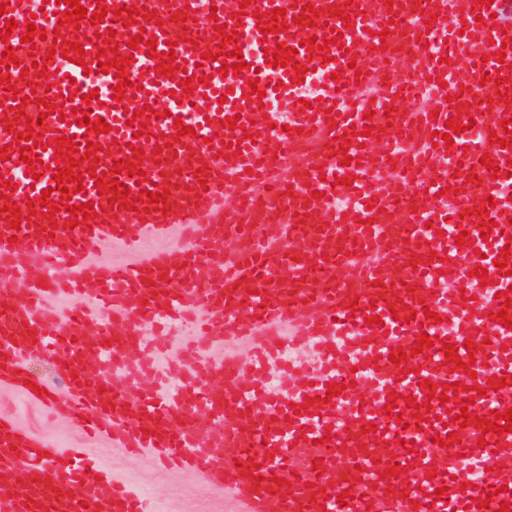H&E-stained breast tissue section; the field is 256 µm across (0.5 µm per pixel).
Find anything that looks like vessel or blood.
<instances>
[{
	"instance_id": "1",
	"label": "vessel or blood",
	"mask_w": 512,
	"mask_h": 512,
	"mask_svg": "<svg viewBox=\"0 0 512 512\" xmlns=\"http://www.w3.org/2000/svg\"><path fill=\"white\" fill-rule=\"evenodd\" d=\"M80 0L88 15L67 24L66 5L46 0L31 13L29 0H5L6 21L18 26L0 49H17L19 64L11 68L14 98L0 87V292L16 279L26 283L25 301L0 307V382L26 386L24 360L60 356L59 373L71 399L64 411L82 432L103 436L129 452L149 453L162 470L189 469L204 483L221 488L244 504L246 512H499L512 503V432L484 433L478 419L512 410V329L493 316L503 292L512 288V255L495 266L500 251L512 245V203L502 199L504 173L512 171V144L490 143L502 133L501 121L512 119L502 95L488 96L482 111L471 104L482 77L503 80L512 94V24L505 23V0ZM313 5L315 24L293 22L299 7ZM149 7L155 18L130 16L133 7ZM121 10L116 22L91 23L98 8ZM283 16L270 18L272 9ZM342 17H334V10ZM34 21L43 39L22 42L26 21ZM243 34L238 47L246 65L224 71L223 59L207 52L233 44L221 41L219 26ZM340 31L337 43L318 50L308 42L325 26ZM268 36H261V29ZM394 29L382 38L385 29ZM82 45L83 64L48 67L52 34ZM143 38L130 50L132 36ZM155 41L156 55L146 44ZM294 47L296 62L267 65L265 48ZM131 56L125 68L131 85L123 101L113 98L119 80L99 67V49ZM412 54L423 77L402 83L391 77L392 60ZM472 63L469 92H461L454 55ZM173 56V78L160 76L162 57ZM47 76L28 83L35 65ZM306 81L319 84L318 99L302 104L296 66ZM208 84H201V77ZM196 79L187 90L184 79ZM387 79L376 96L363 93L362 82ZM258 93H250L249 81ZM428 100L430 109L398 112L386 118L396 98ZM62 106V114L90 109L103 118L109 132L60 122L47 115L43 125L27 126V115L45 106ZM289 112L286 127H269L259 112ZM140 112L147 134L135 137L131 112ZM236 117L226 127V117ZM466 129L453 146L439 143L450 117ZM195 130L179 136L175 119ZM479 133L468 131L469 123ZM32 132L31 141L20 136ZM351 135L347 151L340 136ZM71 138L78 151L99 147L95 165L79 162L83 189L71 196L74 205L92 203L94 215L73 225L68 211L50 213L38 199L50 190V203H60L54 176L63 163L57 136ZM279 139L282 152L269 149ZM145 155L134 161V148ZM491 155L496 164L483 166ZM40 157L41 178L28 175L27 158ZM352 165H344V157ZM133 160V173H121V184L138 197L137 209L115 203L113 192H99L96 175L116 160ZM350 177L342 187L338 178ZM479 184H471V177ZM469 186L456 193L457 184ZM270 186L271 194L254 188ZM232 188L237 205L224 206V190ZM165 195L167 212L156 211L141 190ZM493 197L488 217L472 214L469 198ZM32 207L28 221L12 228L18 207ZM494 226L482 238L486 221ZM148 236L176 230L210 267L208 286L196 291L183 278L184 257L160 247L145 257L112 264L90 260L92 241H112L133 250L127 224ZM471 245L457 246L461 231ZM294 238L289 253L277 249L283 237ZM245 241L236 255H226L225 242ZM66 266L68 280L53 271ZM481 266L487 278L474 276ZM83 297L85 306L59 312L51 300ZM212 313L203 324H188L181 339L184 351L210 348L227 338L248 341L253 360L250 378L232 357L214 355L188 367L170 384L172 358L156 347L148 361H130V344H145L143 322L179 320L191 304ZM306 311L297 320V311ZM381 325H370L368 315ZM95 337H88V330ZM428 335L430 349L413 354L417 340ZM308 344L311 364L299 367L294 381L269 392L261 383L273 357L287 343ZM475 344L468 352L467 344ZM457 347L464 372L449 362L444 345ZM403 348L406 360L392 362V350ZM206 370L220 381L202 390L196 374ZM153 376L151 391L133 390L135 381ZM506 387H498L499 379ZM431 389H423V382ZM341 385L328 398L327 384ZM486 389L469 407L458 400L459 385ZM405 411L404 424L387 416L390 394ZM447 402H440V395ZM415 398L420 410L407 407ZM430 410H423V403ZM468 412L467 426L456 417ZM456 444H449V436ZM485 446H478V438ZM314 448L310 465L296 468V448ZM492 463L488 481L474 483L473 472ZM402 466L391 476L392 466ZM260 480H252V471ZM445 495H438V488ZM151 503L131 483L108 468L89 472L80 452L19 429L0 412V512H150Z\"/></svg>"
}]
</instances>
